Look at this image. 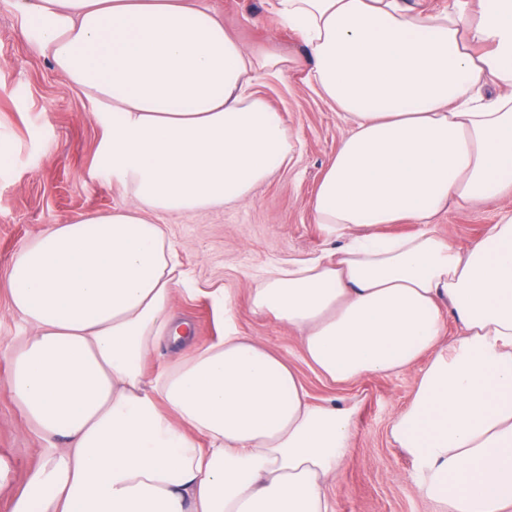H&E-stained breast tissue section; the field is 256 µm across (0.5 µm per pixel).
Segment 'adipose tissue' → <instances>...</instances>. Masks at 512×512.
<instances>
[{
    "mask_svg": "<svg viewBox=\"0 0 512 512\" xmlns=\"http://www.w3.org/2000/svg\"><path fill=\"white\" fill-rule=\"evenodd\" d=\"M319 94L349 128L309 202L346 242L276 267L254 312L302 331L350 383L420 367L390 437L441 512H512V209L467 249L432 226L512 193V0H274ZM42 52L91 95L100 159L134 203L50 227L13 259L29 325L7 386L48 444L10 512H334L355 409L312 403L288 363L240 335L196 348L157 214L247 200L288 164L281 112L251 55L198 0H36ZM409 222L407 236L378 233ZM460 327L446 343V317ZM183 358L147 376L161 342Z\"/></svg>",
    "mask_w": 512,
    "mask_h": 512,
    "instance_id": "obj_1",
    "label": "adipose tissue"
}]
</instances>
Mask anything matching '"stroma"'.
<instances>
[{
    "label": "stroma",
    "instance_id": "1",
    "mask_svg": "<svg viewBox=\"0 0 512 512\" xmlns=\"http://www.w3.org/2000/svg\"><path fill=\"white\" fill-rule=\"evenodd\" d=\"M32 2L0 0V458L8 464L0 479V512H9L46 448L5 385L10 347L29 330L9 307L10 263L53 225L132 202L129 188L99 160L107 128L98 104L23 36ZM203 3L251 54L275 49L292 58L287 71L261 75L253 88L282 113L294 150L290 163L246 202L156 216L192 285L174 296L175 315L191 324L197 347L208 346L221 329L209 293L223 289L239 332L286 360L311 402L357 405L352 448L331 488L336 512H439L419 495L413 463L389 435L393 418L413 395L418 369L331 382L304 360L300 330L251 308L250 290L267 270L325 256L341 245V238L315 222L309 201L348 124L307 83L304 47L275 13L273 0ZM505 208H512V196L453 205L438 217L435 230L463 249Z\"/></svg>",
    "mask_w": 512,
    "mask_h": 512
}]
</instances>
